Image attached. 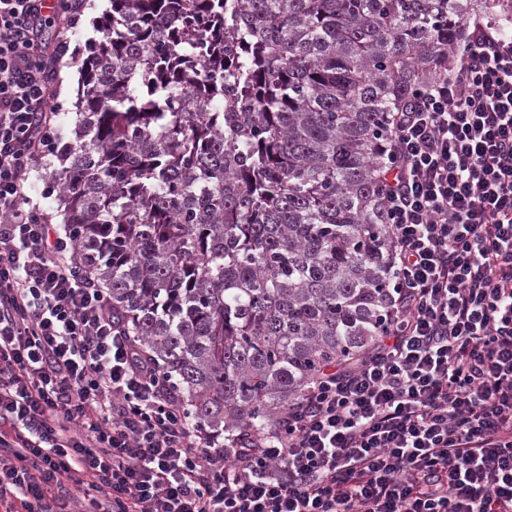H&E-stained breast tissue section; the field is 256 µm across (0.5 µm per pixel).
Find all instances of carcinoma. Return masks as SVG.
Returning <instances> with one entry per match:
<instances>
[{
    "label": "carcinoma",
    "instance_id": "carcinoma-1",
    "mask_svg": "<svg viewBox=\"0 0 512 512\" xmlns=\"http://www.w3.org/2000/svg\"><path fill=\"white\" fill-rule=\"evenodd\" d=\"M54 174L78 270L190 415L269 435L381 335L391 113L495 0H109Z\"/></svg>",
    "mask_w": 512,
    "mask_h": 512
}]
</instances>
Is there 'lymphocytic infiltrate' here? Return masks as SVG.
I'll return each instance as SVG.
<instances>
[{"instance_id": "f902f5d3", "label": "lymphocytic infiltrate", "mask_w": 512, "mask_h": 512, "mask_svg": "<svg viewBox=\"0 0 512 512\" xmlns=\"http://www.w3.org/2000/svg\"><path fill=\"white\" fill-rule=\"evenodd\" d=\"M0 0V512H512V36L475 19L459 64L393 113L394 283L358 363L279 433L218 442L73 269L24 192L62 152L68 50L35 25L76 0Z\"/></svg>"}]
</instances>
